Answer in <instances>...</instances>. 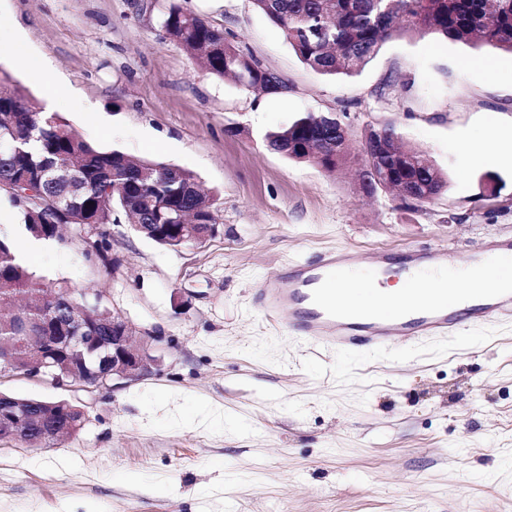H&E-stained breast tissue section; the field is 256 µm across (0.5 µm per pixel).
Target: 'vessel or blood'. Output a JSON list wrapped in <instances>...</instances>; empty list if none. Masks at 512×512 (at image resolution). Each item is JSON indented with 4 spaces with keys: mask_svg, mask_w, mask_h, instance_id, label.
Returning a JSON list of instances; mask_svg holds the SVG:
<instances>
[{
    "mask_svg": "<svg viewBox=\"0 0 512 512\" xmlns=\"http://www.w3.org/2000/svg\"><path fill=\"white\" fill-rule=\"evenodd\" d=\"M369 262L380 276H415L419 267L448 263V250H409L394 260L382 253L371 258L351 247L323 253L317 264L298 261L278 270L254 296L256 309L289 334L327 348L369 353L396 344H412L465 329L477 323L512 318V286L474 290L457 287L416 303L391 302L369 315H353L329 290L344 268Z\"/></svg>",
    "mask_w": 512,
    "mask_h": 512,
    "instance_id": "vessel-or-blood-1",
    "label": "vessel or blood"
}]
</instances>
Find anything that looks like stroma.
Masks as SVG:
<instances>
[{"instance_id": "obj_1", "label": "stroma", "mask_w": 512, "mask_h": 512, "mask_svg": "<svg viewBox=\"0 0 512 512\" xmlns=\"http://www.w3.org/2000/svg\"><path fill=\"white\" fill-rule=\"evenodd\" d=\"M172 1L230 32L285 93L203 73L161 28ZM17 37L49 62L44 81L13 56ZM0 69L92 144L193 171L218 209L215 234L179 251L113 225L109 262L93 264L53 241L26 253L31 234L0 197V237L23 264L170 340L159 372L93 396L0 380L87 417L49 447L0 444V512H512V320L365 355L271 328L253 304L279 266L332 247L444 245L467 264L512 235V166L482 155L489 126L512 133V55L403 35L326 77L251 0H0ZM343 108L352 140L397 126L445 174L442 194L409 210L360 194L353 169L268 147L267 132Z\"/></svg>"}]
</instances>
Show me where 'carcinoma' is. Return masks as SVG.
<instances>
[{"instance_id": "1", "label": "carcinoma", "mask_w": 512, "mask_h": 512, "mask_svg": "<svg viewBox=\"0 0 512 512\" xmlns=\"http://www.w3.org/2000/svg\"><path fill=\"white\" fill-rule=\"evenodd\" d=\"M281 30L299 59L326 76H352L378 54L383 43L404 33H436L468 45L488 44L512 53V0H251ZM162 27L198 62L201 70L267 92L280 75L243 53L217 28L198 15L171 5ZM0 74V182L15 186L8 197L26 229L44 240L63 239L61 228L97 230L98 246L85 251L91 261L110 249V226L124 217L139 224L138 233L168 250L192 245L187 235L151 229L153 224H215L214 196L206 193L190 170L156 159L134 160L119 150L102 152L63 119L43 111L37 100ZM268 147L291 159L316 158L333 173L341 157L329 119L305 114L267 134ZM370 169L372 190L400 187L415 198H432L447 187L441 169L420 152L403 146L392 124L370 132L368 150L357 158ZM72 286L47 285L0 238V342L15 336H40V309L17 320L10 306L17 298L40 299ZM60 439L81 430L78 405L60 414Z\"/></svg>"}]
</instances>
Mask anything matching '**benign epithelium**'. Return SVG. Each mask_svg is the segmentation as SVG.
Returning <instances> with one entry per match:
<instances>
[{
    "label": "benign epithelium",
    "mask_w": 512,
    "mask_h": 512,
    "mask_svg": "<svg viewBox=\"0 0 512 512\" xmlns=\"http://www.w3.org/2000/svg\"><path fill=\"white\" fill-rule=\"evenodd\" d=\"M336 120V138L351 136L350 113L331 112ZM103 304L100 295L80 300L72 294L45 298L41 308L44 325L59 328L55 336H43V347L53 361L41 356L23 363L9 351H0V379L21 378L42 384L61 386L68 391L90 394L110 390L116 381H135L158 371L159 359L153 352L162 348L165 336L154 330H136L125 315L112 309V329L93 321L90 312ZM6 413L0 424V443H26L23 433L37 429L40 438L33 444L43 446L58 436L53 410L46 402L35 409L0 395Z\"/></svg>",
    "instance_id": "1"
}]
</instances>
